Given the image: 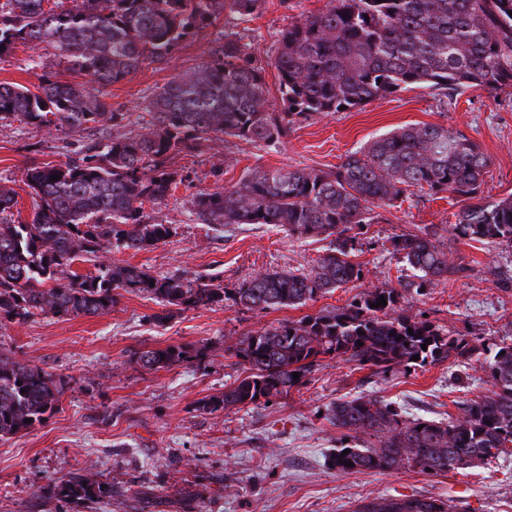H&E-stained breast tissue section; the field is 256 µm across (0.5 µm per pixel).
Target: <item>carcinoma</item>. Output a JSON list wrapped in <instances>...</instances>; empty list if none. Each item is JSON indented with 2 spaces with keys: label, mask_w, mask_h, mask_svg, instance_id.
Instances as JSON below:
<instances>
[{
  "label": "carcinoma",
  "mask_w": 512,
  "mask_h": 512,
  "mask_svg": "<svg viewBox=\"0 0 512 512\" xmlns=\"http://www.w3.org/2000/svg\"><path fill=\"white\" fill-rule=\"evenodd\" d=\"M71 2L0 0V56L18 44L52 48L65 70L80 77L67 79L42 56H31L30 68L42 70L38 84L0 83V124L17 121L49 132L90 123L120 127L125 115L112 111L108 87L145 62L168 63L186 40L227 12L252 17L264 0ZM511 11L512 0H327L324 9L280 31L277 54L267 61L237 35H224L207 60L151 91L142 108L150 119L139 131L116 132L61 164L30 166L24 175L34 203L30 221L14 219L17 192L0 183V326L36 314L99 315L121 290L164 306L159 322L224 303V286L213 278L155 276L100 261L114 247L147 250L173 234V225L146 211L179 184L168 162L192 143L222 136L276 143L309 118L363 107L404 86L445 95L511 88ZM269 67L277 72V105L270 103ZM489 163L477 143L452 128L410 124L379 136L334 170L257 168L234 185L196 193L188 205L200 224H273L328 239L326 254L310 270L267 271L235 289V303L249 310L303 306L363 280L351 231L377 223L376 209L417 191L460 200L452 240L512 248V197L482 196ZM55 174L60 179L50 180ZM436 236L425 226L391 239L392 253L410 270L397 285L367 288L343 308L248 335L235 349L244 376L210 399L212 409L268 403L298 391L326 356L375 375L450 359L470 364L479 348L466 335H446L398 306L401 290L420 295L465 270L463 258ZM82 257L98 259L96 274L71 271ZM380 297L386 304L373 307ZM195 358L187 347L168 346L140 352L137 363L158 371ZM483 369L492 389L446 423L406 417L375 394L336 401L330 420L342 434L331 466L438 475L512 456V344L499 347ZM60 393L51 373L0 353V438L42 422L56 410ZM45 492L99 504L112 498V485L87 469ZM355 512H451V506L431 498H384Z\"/></svg>",
  "instance_id": "1"
}]
</instances>
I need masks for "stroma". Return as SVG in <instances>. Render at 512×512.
<instances>
[{"label":"stroma","instance_id":"35a3bbf8","mask_svg":"<svg viewBox=\"0 0 512 512\" xmlns=\"http://www.w3.org/2000/svg\"><path fill=\"white\" fill-rule=\"evenodd\" d=\"M326 0H265L244 22L227 14L187 42L165 66H143L112 85L113 110L137 130L141 105L155 86L201 63L209 48L238 34L265 59L276 55L281 29ZM441 124L477 142L489 157L482 191L490 200L512 196V88L469 91L454 98L410 87L349 112L297 124L273 146L227 137L190 148L173 161L183 177L153 208L175 227L156 247L115 249L110 263L132 264L154 275L218 277L225 291L272 269H310L326 241L298 237L270 225L209 226L197 223L190 197L236 183L248 171L336 168L345 156L381 134L408 124ZM110 133L81 127L53 133L20 123L0 125V183L17 193L20 220L33 203L22 182L35 163L58 164ZM457 205L451 197L419 192L380 208V221L357 236L364 286L396 284L402 265L388 251L392 236L438 228L466 270L426 295L403 294L401 309L425 315L443 330L479 341L483 360L512 343V249L452 241ZM340 288L297 308L248 310L225 301L175 315L164 323L161 306L121 293L97 316L39 314L0 326V350L36 364L60 380L58 409L30 429L0 440V512H354L373 499L419 497L448 502L453 512H512V459L430 476L407 469L339 473L330 456L338 429L323 417L337 400L377 393L410 417L447 421L462 405L491 388L479 363H436L383 376L340 359L326 358L298 391L266 404L214 410L210 396L242 373L235 348L250 333L282 321L346 306L355 296ZM169 345L203 348L200 361L158 372L140 368L139 352ZM93 469L112 485L111 501L36 497L38 487Z\"/></svg>","mask_w":512,"mask_h":512}]
</instances>
